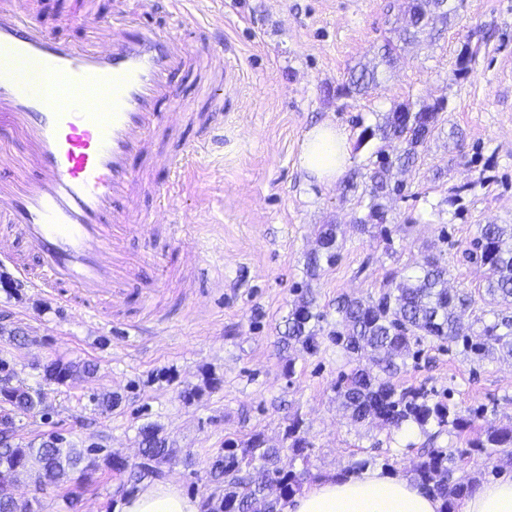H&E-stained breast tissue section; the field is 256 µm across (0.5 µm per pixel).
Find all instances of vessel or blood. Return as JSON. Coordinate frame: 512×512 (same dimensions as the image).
Masks as SVG:
<instances>
[{"label":"vessel or blood","mask_w":512,"mask_h":512,"mask_svg":"<svg viewBox=\"0 0 512 512\" xmlns=\"http://www.w3.org/2000/svg\"><path fill=\"white\" fill-rule=\"evenodd\" d=\"M188 2L170 0L169 25L144 24L127 0L109 17L86 11L79 21L95 40L78 46L33 22L36 0H0V140L25 143L0 177V244H11L21 278L106 325L109 306L132 292L152 300L161 287L150 273L157 254L128 249L153 235L133 205L153 186L132 158L155 134L197 123V142L159 159L178 176L218 138L205 111L171 103L172 77L186 66L209 72L211 102L229 77L223 47L197 54L174 34Z\"/></svg>","instance_id":"b4317fda"}]
</instances>
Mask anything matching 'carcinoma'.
<instances>
[{"instance_id": "carcinoma-1", "label": "carcinoma", "mask_w": 512, "mask_h": 512, "mask_svg": "<svg viewBox=\"0 0 512 512\" xmlns=\"http://www.w3.org/2000/svg\"><path fill=\"white\" fill-rule=\"evenodd\" d=\"M397 40H387L380 64L365 63L349 69L336 93L354 96L365 95L379 79V65H391L395 56L406 46L427 42L434 43L440 30L429 23L418 5L412 6L405 25L396 30ZM445 105L436 102L423 105L416 111L411 106L400 105L388 113L383 123L365 128L360 141L379 136L385 146L376 151L379 160L390 159L389 167L378 164L368 176L367 198L357 201L366 211L354 217L356 226L364 231L377 227L387 234L383 224L387 211L384 200L403 196L407 186L393 183L390 168H409L419 160L418 147L424 145L439 128V113ZM337 224H324L318 233V249L307 257V271L314 273L322 264H335L340 256ZM471 252L486 268V294L491 303L512 306V224H483L471 242ZM476 299L470 292L452 291L448 288V267L442 257H432L417 264L409 271L390 274L378 296L368 299H344L338 303L336 327L328 336L336 346L351 353H371V360L378 368L372 373L365 368H355L340 375L336 390L342 405L351 412L354 420L368 421L380 427L401 430L414 426L432 441L453 429L462 432L473 426L474 417L484 413L479 409L472 415L450 410L441 401L429 398L427 392L412 387H401L394 382L400 370L396 362L410 354L412 345L427 337L462 346V352L477 357L503 353L512 358V316L494 309V320L483 322L474 336L461 333L460 313L474 306ZM325 320L314 299L303 295L294 304L285 321V330L279 343L287 348L301 344L308 352L318 349V326ZM90 374L95 367L79 366L73 362L54 360L43 367L47 384H63L78 370ZM0 401L22 414L42 411L43 396L10 384V378H0ZM141 451L151 462V477L164 476L162 466L170 461L177 449L167 446L159 437V429L146 426L141 429ZM283 442L292 459L306 464L311 455L312 443L307 438L304 421L298 414L288 418ZM463 450L430 448L415 468V480L432 496L442 501L441 512H455L457 500L475 489V480L454 477L457 460L472 452L482 453L487 448H511L512 427L489 425L480 436L466 442ZM282 449L267 443L263 433L253 434L246 445L240 446L227 439L224 447L212 456L208 464V482L224 490L218 498L209 497L207 512H256L254 503L265 498L266 485H277L279 497L268 502L266 512H280V502L300 490L308 468L284 469L279 460ZM106 465L123 472L122 464L114 455L96 448H75L59 435H51L38 445L21 447L6 443L0 446V512H33L32 502L25 503L12 497L9 488L17 474L26 471L34 476L40 489L56 486L79 473L88 476Z\"/></svg>"}]
</instances>
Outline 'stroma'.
Wrapping results in <instances>:
<instances>
[{"label": "stroma", "instance_id": "35a3bbf8", "mask_svg": "<svg viewBox=\"0 0 512 512\" xmlns=\"http://www.w3.org/2000/svg\"><path fill=\"white\" fill-rule=\"evenodd\" d=\"M40 23L59 37L84 45L86 28L73 15L76 0H46ZM406 0H210L211 42H223L224 60L236 83L213 103L224 120V140L192 162L170 205L184 216V234H205L216 260L218 282L193 288L182 255L167 248L170 231L158 225L152 242L165 247L169 282L153 303L132 296L122 311L146 320L132 346L122 326L104 327L47 295L0 263V360L14 385L44 395L45 411L15 417L14 443L40 442L50 433L76 447L102 443L132 459L141 426L157 425L178 454L165 464L166 481L207 499L210 457L225 439L246 443L263 433L281 445L292 414H300L313 444L308 480L337 476L362 462L412 476L423 448H464V437L442 434L428 442L420 431H394L353 422L340 405L336 382L357 364L333 345L336 303L350 295L379 292L387 274L442 255L448 285L481 291L485 269L468 250L479 225L512 224V0H464L457 17L432 46L409 48L384 69L365 96L333 95L348 69L376 57L401 17ZM475 55L459 77L463 46ZM443 99L441 131L428 142L415 168L399 173L407 197L387 201L389 240L353 228L355 194L344 179L321 183L299 166L301 143L315 125L329 123L349 135V172L358 184L376 159L380 139L361 140L363 129L383 122L397 106ZM460 137L449 138L450 128ZM197 125L182 124L156 141L155 153L134 158L157 185L172 175L156 155L196 139ZM474 188L457 194L458 186ZM323 224L339 227L337 264L309 274L307 256ZM312 296L326 320L320 348L308 354L282 349L278 340L289 310ZM22 341L9 338V331ZM97 364L65 384H46L43 367L53 360ZM217 388H207V377ZM395 381L448 393L458 410L486 406L487 421L512 426V359H472L436 339L425 340L418 358L407 359ZM201 394L185 401L191 389ZM117 395L112 410L93 398ZM120 476L100 467L61 487L33 494L18 476V500L35 512H114Z\"/></svg>", "mask_w": 512, "mask_h": 512}]
</instances>
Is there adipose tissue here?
<instances>
[{
  "label": "adipose tissue",
  "mask_w": 512,
  "mask_h": 512,
  "mask_svg": "<svg viewBox=\"0 0 512 512\" xmlns=\"http://www.w3.org/2000/svg\"><path fill=\"white\" fill-rule=\"evenodd\" d=\"M349 141L345 131L320 125L308 131L299 165L320 182L345 171ZM442 503L412 480L368 467L342 479L313 481L284 502L282 512H440ZM121 512H202L199 498L171 482L147 483L127 495ZM459 512H512V475L484 483L459 504Z\"/></svg>",
  "instance_id": "adipose-tissue-1"
}]
</instances>
